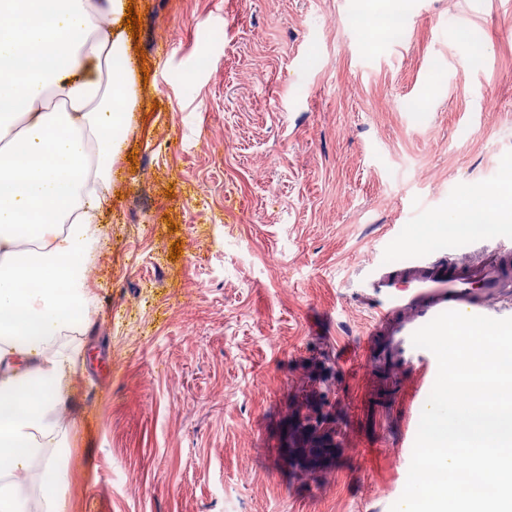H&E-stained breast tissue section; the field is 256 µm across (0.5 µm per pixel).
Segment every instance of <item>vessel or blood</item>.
Listing matches in <instances>:
<instances>
[{
    "mask_svg": "<svg viewBox=\"0 0 512 512\" xmlns=\"http://www.w3.org/2000/svg\"><path fill=\"white\" fill-rule=\"evenodd\" d=\"M511 299L512 248L489 251L476 262L466 256L441 261L421 255L400 267H378L359 292L371 315L363 358L394 378L412 374L415 388L425 389L434 357L413 345V333L443 312L486 316Z\"/></svg>",
    "mask_w": 512,
    "mask_h": 512,
    "instance_id": "b4317fda",
    "label": "vessel or blood"
}]
</instances>
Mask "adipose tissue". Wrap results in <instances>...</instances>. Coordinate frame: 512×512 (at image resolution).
<instances>
[{"instance_id":"ef3b65f1","label":"adipose tissue","mask_w":512,"mask_h":512,"mask_svg":"<svg viewBox=\"0 0 512 512\" xmlns=\"http://www.w3.org/2000/svg\"><path fill=\"white\" fill-rule=\"evenodd\" d=\"M125 0H0V512H65L64 438L75 358L55 342L92 315L85 269L102 241L112 164L131 124ZM512 222V164L497 191L451 201Z\"/></svg>"}]
</instances>
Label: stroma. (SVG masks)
Segmentation results:
<instances>
[{"mask_svg": "<svg viewBox=\"0 0 512 512\" xmlns=\"http://www.w3.org/2000/svg\"><path fill=\"white\" fill-rule=\"evenodd\" d=\"M132 5L66 512H390L426 400L368 369L357 293L512 245V223L419 234L512 163V0H408L372 43V0Z\"/></svg>", "mask_w": 512, "mask_h": 512, "instance_id": "35a3bbf8", "label": "stroma"}]
</instances>
